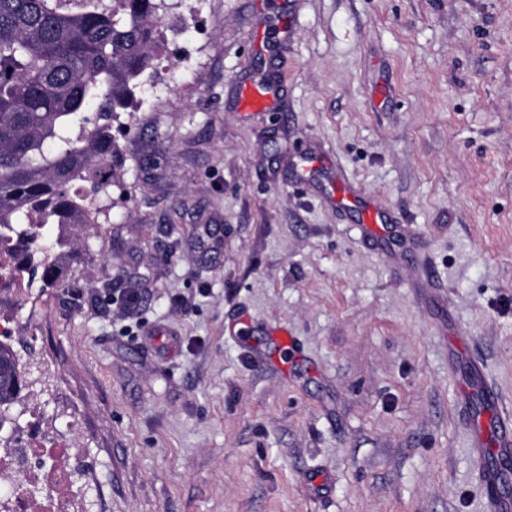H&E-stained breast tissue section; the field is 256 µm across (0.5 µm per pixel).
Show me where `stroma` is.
I'll use <instances>...</instances> for the list:
<instances>
[{
  "mask_svg": "<svg viewBox=\"0 0 512 512\" xmlns=\"http://www.w3.org/2000/svg\"><path fill=\"white\" fill-rule=\"evenodd\" d=\"M284 2L271 52L263 0H170L189 25L112 129L64 286L0 291L13 418L83 458L62 512H486L448 344L512 405V0ZM300 147L411 225L451 324L297 180ZM277 97L274 85L265 82L262 87L254 83H245L240 87V102L243 108L253 111L271 109Z\"/></svg>",
  "mask_w": 512,
  "mask_h": 512,
  "instance_id": "35a3bbf8",
  "label": "stroma"
}]
</instances>
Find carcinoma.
<instances>
[{
    "label": "carcinoma",
    "mask_w": 512,
    "mask_h": 512,
    "mask_svg": "<svg viewBox=\"0 0 512 512\" xmlns=\"http://www.w3.org/2000/svg\"><path fill=\"white\" fill-rule=\"evenodd\" d=\"M165 0H0V268L60 284L69 239L47 224L96 223L116 184L120 113L154 68ZM23 375L0 341V420Z\"/></svg>",
    "instance_id": "carcinoma-1"
}]
</instances>
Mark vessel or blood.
Instances as JSON below:
<instances>
[{
	"instance_id": "vessel-or-blood-1",
	"label": "vessel or blood",
	"mask_w": 512,
	"mask_h": 512,
	"mask_svg": "<svg viewBox=\"0 0 512 512\" xmlns=\"http://www.w3.org/2000/svg\"><path fill=\"white\" fill-rule=\"evenodd\" d=\"M277 97L274 85L246 83L240 87L243 108L253 111L271 109ZM328 198L336 207L353 213L366 238L383 242L392 238L389 217L383 209L358 192L342 171L328 174ZM402 242L389 253L396 270H408L417 283H424L429 266L421 255V243L411 229H404ZM451 372L461 373L462 393L459 399L470 427L471 457L481 481L487 512H512V494L505 490L512 483V471L489 467L490 457L512 461V408L506 407L502 397L477 360L464 358L460 346L448 353Z\"/></svg>"
}]
</instances>
